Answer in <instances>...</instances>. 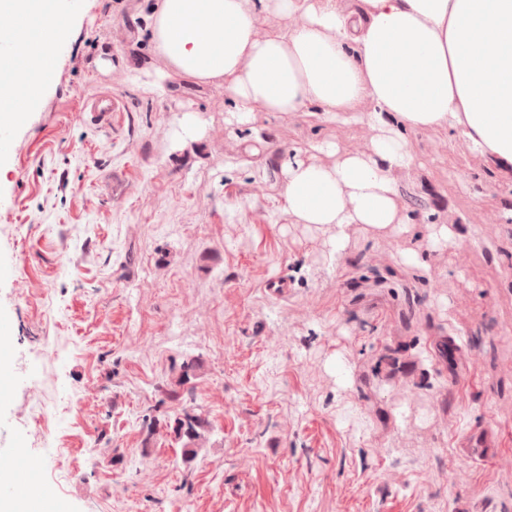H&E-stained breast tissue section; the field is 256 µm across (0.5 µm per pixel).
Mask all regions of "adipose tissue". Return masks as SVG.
<instances>
[{
    "label": "adipose tissue",
    "instance_id": "adipose-tissue-1",
    "mask_svg": "<svg viewBox=\"0 0 512 512\" xmlns=\"http://www.w3.org/2000/svg\"><path fill=\"white\" fill-rule=\"evenodd\" d=\"M63 14L62 0H0L17 34L0 53V122L17 120L5 102L44 87L62 28L40 26ZM287 16L261 32L259 16ZM156 51L172 72L220 82L232 123L257 113L367 123L369 150L338 153L321 165L294 154L285 164L283 208L298 224H329L333 252L346 230L405 232L396 196L400 173L416 160L405 130L441 129L512 177V0H159L151 15Z\"/></svg>",
    "mask_w": 512,
    "mask_h": 512
}]
</instances>
